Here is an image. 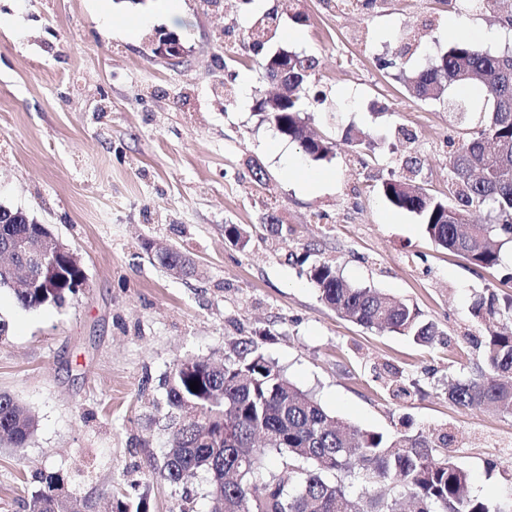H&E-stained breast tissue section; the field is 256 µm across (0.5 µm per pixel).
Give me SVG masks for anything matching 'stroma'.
<instances>
[{
	"mask_svg": "<svg viewBox=\"0 0 512 512\" xmlns=\"http://www.w3.org/2000/svg\"><path fill=\"white\" fill-rule=\"evenodd\" d=\"M183 0L172 20L161 0H0V204L49 225L78 256L89 286L60 308L29 311L0 289V393L39 421L26 448L0 446V512H26L42 476L57 473L77 499L106 508L147 494L150 512H208L206 478L173 488L150 460L176 360L261 352L330 414L390 436L447 434L472 496L512 492V414L460 407L450 381L479 360L485 328L470 314L488 292L512 298V242L479 267L437 248L419 216L388 205L376 185L416 159L417 180L448 193L446 105L410 95V77L447 50L449 18L491 31L484 49L512 50V30L459 0H380L347 13L326 0ZM277 13L262 53L247 30ZM175 32L185 54L171 65L150 46ZM297 39H288V31ZM412 34L399 57L397 38ZM313 58L326 94L308 107L310 129L334 144L314 162L264 121L257 100L273 87L262 68L277 49ZM251 83L242 95V80ZM371 130L355 156L347 131ZM327 172L309 187L282 158ZM247 230L246 245L224 227ZM191 256L199 277L177 279L147 244ZM343 279L404 300L442 331L430 348L356 325L326 307L301 256ZM399 370L410 397L389 396Z\"/></svg>",
	"mask_w": 512,
	"mask_h": 512,
	"instance_id": "1",
	"label": "stroma"
}]
</instances>
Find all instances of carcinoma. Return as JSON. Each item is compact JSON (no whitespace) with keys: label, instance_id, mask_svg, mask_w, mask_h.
<instances>
[{"label":"carcinoma","instance_id":"obj_1","mask_svg":"<svg viewBox=\"0 0 512 512\" xmlns=\"http://www.w3.org/2000/svg\"><path fill=\"white\" fill-rule=\"evenodd\" d=\"M275 15L256 17L249 38L254 43L276 33ZM480 83L487 98L460 95L448 99V110L469 125L467 137L448 142V195H432L415 186V170L384 181L380 193L394 208L418 215L435 246L472 264L499 262L494 238L512 241V51L492 53L476 45L452 42L439 70H421L409 80L411 94L421 100H442L447 90L460 92ZM307 97L288 100L266 118L277 132L296 142L313 161L333 153V143L305 132L302 112ZM488 211L491 222L475 215ZM38 239L44 252L54 250L49 228L13 224L0 217V250L10 251L16 239ZM153 259L170 273L195 275L192 259L176 250L155 251ZM81 270L61 255L35 266L38 286L19 288L16 272L0 265V289L12 291L19 306L39 310L62 307ZM320 299L339 315L366 329L388 328L431 347L442 336L437 324L403 300L374 288L345 282L329 262L307 269ZM502 310L495 293L472 308L473 318H494ZM480 362L464 381L448 384L456 405H478L492 414H512V326L490 331L479 343ZM235 357L215 364L188 358L173 364L166 391L170 449L152 465L158 479L172 486L207 474L209 512H396L409 498L415 512H512V495L498 502L470 495L469 475L448 456V436L359 430L328 413L309 393L293 384L253 342L237 343ZM198 382L199 390L190 389ZM390 396L411 395L399 372L386 382ZM38 422L21 402L0 393V443L23 448ZM280 458L275 471L264 469L270 454ZM358 472L364 489L347 490L338 473ZM64 478L51 475L26 502L27 512H70ZM112 512H148L147 494L138 500L118 499Z\"/></svg>","mask_w":512,"mask_h":512}]
</instances>
